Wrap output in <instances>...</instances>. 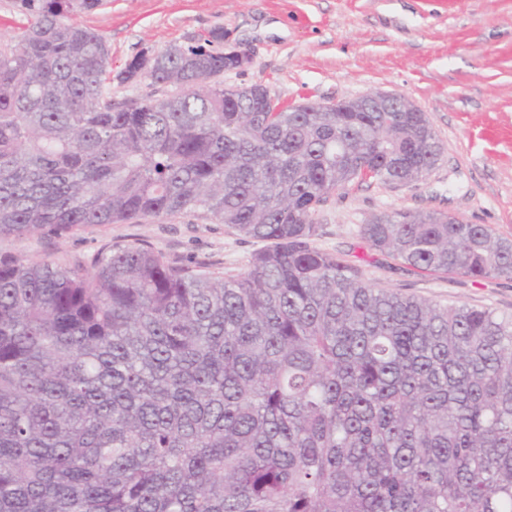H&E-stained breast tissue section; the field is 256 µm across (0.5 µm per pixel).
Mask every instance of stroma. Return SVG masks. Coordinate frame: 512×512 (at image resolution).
I'll return each instance as SVG.
<instances>
[{
    "instance_id": "1",
    "label": "stroma",
    "mask_w": 512,
    "mask_h": 512,
    "mask_svg": "<svg viewBox=\"0 0 512 512\" xmlns=\"http://www.w3.org/2000/svg\"><path fill=\"white\" fill-rule=\"evenodd\" d=\"M75 20L105 37L116 72L143 50L220 26L225 47L252 55L248 67L225 72V85L261 83L291 105L371 91L409 98L441 140V162L413 184L337 189L319 210L314 244L360 266L374 287L512 315V280L423 273L359 233L375 215L402 210L449 213L512 239V0H103ZM134 242L228 275L266 247L188 215L0 235V257L87 264Z\"/></svg>"
}]
</instances>
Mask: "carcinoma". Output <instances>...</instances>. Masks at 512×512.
Wrapping results in <instances>:
<instances>
[{
    "label": "carcinoma",
    "mask_w": 512,
    "mask_h": 512,
    "mask_svg": "<svg viewBox=\"0 0 512 512\" xmlns=\"http://www.w3.org/2000/svg\"><path fill=\"white\" fill-rule=\"evenodd\" d=\"M0 42V235L198 214L270 242L224 277L138 244L0 259V512H512V317L375 288L314 245L351 183L441 161L423 112L225 95L224 28L112 74L102 0H20ZM148 80L165 98L112 97ZM421 272L512 279V239L360 226Z\"/></svg>",
    "instance_id": "carcinoma-1"
}]
</instances>
